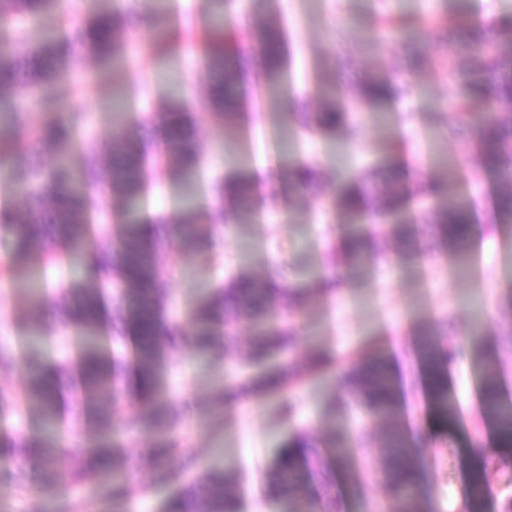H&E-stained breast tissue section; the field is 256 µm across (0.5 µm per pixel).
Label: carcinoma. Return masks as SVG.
I'll list each match as a JSON object with an SVG mask.
<instances>
[{
  "label": "carcinoma",
  "mask_w": 512,
  "mask_h": 512,
  "mask_svg": "<svg viewBox=\"0 0 512 512\" xmlns=\"http://www.w3.org/2000/svg\"><path fill=\"white\" fill-rule=\"evenodd\" d=\"M55 7L51 0H0V99L29 97L45 110H58L56 86L71 72L87 68L93 60H119L134 24L142 13L134 0L121 3L110 12L98 13L74 22L30 52L19 50L23 42L18 22L23 18L40 19ZM156 31L151 48L165 51L173 47L167 36L166 17L148 16ZM412 42H434L454 91L448 113V133L470 136L479 143L480 167L496 175L507 193L496 202L494 224H512V19L489 27H471L462 19L435 11L426 19L390 24V38ZM288 49L284 33L265 29L251 48L225 33L224 19L213 22L207 36L209 73L205 105L207 116L224 122V97L239 92L244 85L261 82L264 102H279V90L288 73ZM414 86L393 74L372 75L356 90L362 104H377L393 97H409ZM337 86L322 92L323 109L312 114L303 102L294 103L293 120L310 132L330 136L337 133L354 138L358 129L336 103ZM483 101L497 111L480 124H472L467 106ZM86 124L85 112L70 108L59 120L40 125L33 137H17L0 144V160L8 163L10 180L25 200V209L12 214L10 222L0 223L19 258L40 250L43 259L61 262L64 254L87 250L84 277L97 287L86 289L69 282L60 289L54 307L60 329L77 328L86 332L71 360L47 361L36 354L18 355L0 346V370L22 368L27 376L23 399L0 390V456H8L17 467L11 489L22 494L28 490L25 473L31 469L39 481L55 492L47 512H72L62 494L69 485L97 488L98 481L110 478L121 469L133 471L124 459V441L112 429V417L123 405L140 406L146 421L162 438L146 449L150 458L181 455L180 444L163 437L179 416L174 403L159 388L161 363L179 348L174 329L167 323V275L164 247L176 245L186 253L200 254L203 263L215 260V254L202 253L203 243L196 233L199 224H220L232 216L247 223L258 216L259 186L247 176L219 181L212 195L220 204L204 213L195 208L184 210L172 220L157 215L141 224L137 217L146 195L145 162L148 149L140 138L125 134L100 146L81 140ZM142 127L151 129L154 146L162 148L176 171L192 174L199 162L198 147L189 132L190 120L183 117L177 104L163 105L145 116ZM83 152L80 185H74L67 158L74 147ZM408 170L391 165L381 174H355L340 177L341 185L330 199V207L350 217L365 213L407 211L411 190ZM292 192L301 193L319 183L318 171L308 165L296 166L289 177ZM118 196L123 207L125 230L112 234L94 223L95 217L112 216L104 210ZM475 200L471 196L448 195L434 208L409 213L407 223L392 224L387 234L398 243L407 242L415 226L426 224L442 247L464 253L468 249L469 226L474 223ZM373 232H347L339 241H331L329 251L341 252L345 266L358 269L366 260V244ZM339 281L312 279L301 289L298 299L308 300L333 291ZM292 288H270L268 281L238 274L199 304L194 313V343L198 353L210 361L224 360L231 351L225 326L247 314H267L273 301L289 298ZM448 329L440 323L419 337L415 351L425 373L428 401L441 421L454 409L448 404L449 350L441 347L439 337ZM294 326L283 323L253 339L249 357L254 366L291 343ZM331 357L323 350L308 355L311 372L330 368ZM270 376L269 392L281 391L294 380L293 368L262 369L249 381L237 385L240 396L258 397L254 384ZM502 376L496 363L486 364L481 393V417L494 427L499 446L512 447V403L502 395ZM340 404L354 401L382 418L396 420L399 411L400 384L391 360L383 354L372 355L355 364L344 381ZM38 412L48 433L32 440L17 430L12 419L21 406ZM76 421L106 435L104 440L66 444L53 434ZM409 436L398 424L386 428L380 452L386 460L385 484L392 496L407 509L415 510L421 495L420 470L408 455ZM481 464L472 476V510L484 512L486 489L505 461L502 456L474 449ZM322 493V512H340V501L331 494L333 478L319 453L297 455L281 448L273 462L268 484L271 503L280 512H289L290 499L300 482ZM234 478L215 471L189 481L163 503L161 512H240V501L232 489Z\"/></svg>",
  "instance_id": "carcinoma-1"
}]
</instances>
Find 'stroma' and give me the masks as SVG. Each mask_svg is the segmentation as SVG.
Listing matches in <instances>:
<instances>
[{
  "label": "stroma",
  "instance_id": "35a3bbf8",
  "mask_svg": "<svg viewBox=\"0 0 512 512\" xmlns=\"http://www.w3.org/2000/svg\"><path fill=\"white\" fill-rule=\"evenodd\" d=\"M115 2L62 0L58 12L27 25V41L38 43L48 33L91 12L112 8ZM139 4L144 11L169 14L175 26L186 24L195 32L211 15L224 10L219 0H139ZM434 8V0H272L260 7L252 0H236L229 11L234 28L245 37L258 35L265 27H287L293 64L282 93L288 99L306 101L310 110L319 109V90L332 83L340 86L346 100L352 99L357 82L370 74L395 69L416 84L417 93L411 99L360 108L359 134L353 139L307 135L279 110L254 117L249 136L241 137L234 126H221L206 116V80L193 43L184 42L176 52L153 54L148 45L154 32L148 27L140 28L136 40L129 42L124 62H92L91 77L80 74L57 87L63 102L78 103L87 112L84 136L99 143L130 128L142 113L173 99L194 113L201 166L187 179L166 172L161 185L145 198L143 217L176 214L190 203L210 205L212 178L249 172L260 161L267 165L268 176L260 183L262 214L252 223L224 225L220 232L223 264L216 272H208L194 256L176 249L166 257L171 272L170 313L185 340L174 359L165 362L160 390L189 407L172 432L181 439L184 452L197 456L200 469L237 475L241 512H257L265 506L275 450L297 433L306 434L309 445L317 448L332 470L331 492L342 512H402L381 480L386 463L377 447L385 423L362 420L355 406L333 405L341 387L340 372L371 353L391 358L403 391L418 392L415 402L402 407L401 422L410 429L411 456L423 460L421 507L428 512H453L456 500L471 495L474 449L497 447L493 430L478 419L483 363L469 342L472 336H480L485 352L504 368L503 396L512 401V345L498 336L500 324L512 318V306L506 301L512 292V225L492 223L502 188L493 175L478 169L472 141L448 137L445 131L452 87L434 47L407 42L386 48L379 27L384 14L411 20L427 16ZM51 118V113L24 99L2 100L0 137H13ZM443 159L462 164L455 193L481 191L475 214L481 231L465 257L432 249L428 228L422 224L409 249L380 238L378 256L337 293L314 297L299 309L274 305V312L296 329L289 352L291 364L303 373L301 381L281 392L216 408L213 396L226 383L248 377L250 370L201 361L190 342L194 333L190 315L204 298L207 281L239 272L267 277L275 257L281 262L284 280L307 283L328 263L323 241L332 228L345 222L341 212H325L323 196L289 195V170L302 162L316 166L325 193L332 192L337 174L369 170L382 161L406 165L421 173L422 183L441 186L446 180L439 165ZM272 193L278 196L281 215L277 218L268 213L267 198ZM82 259L78 250L64 268L46 269L40 254L16 260L8 244L0 243V262L9 261L11 267L6 288H0V344L31 348L51 360L75 349L81 333L72 328L64 336L32 343L36 330L51 327L52 319L34 307L30 285L38 277L52 284L75 278ZM443 316L451 320L443 346L458 352L448 369V392L461 410L459 418L444 422L428 406L421 393L423 376L408 360L416 332ZM316 348L328 350L335 364L322 373H305L306 354ZM114 426L127 444V453L139 464L135 480L144 486V493L94 497L71 487L68 495L78 512H158L172 486L156 481L155 475L160 470L180 472L181 458L159 462L146 458L144 450L155 443L156 436L136 407L120 409Z\"/></svg>",
  "mask_w": 512,
  "mask_h": 512
}]
</instances>
